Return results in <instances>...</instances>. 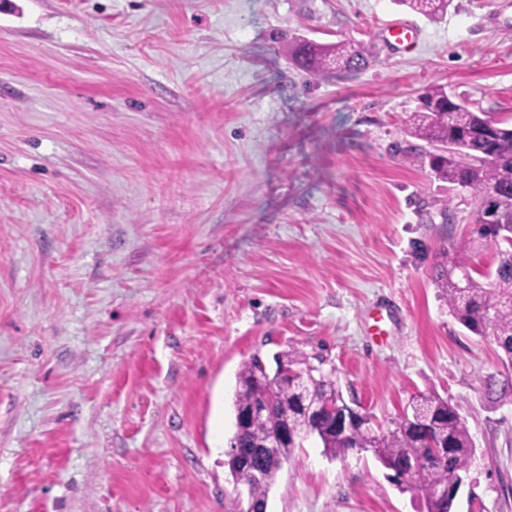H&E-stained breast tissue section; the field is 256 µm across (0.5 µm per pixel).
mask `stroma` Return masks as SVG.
Here are the masks:
<instances>
[{
	"label": "stroma",
	"instance_id": "stroma-1",
	"mask_svg": "<svg viewBox=\"0 0 512 512\" xmlns=\"http://www.w3.org/2000/svg\"><path fill=\"white\" fill-rule=\"evenodd\" d=\"M409 24L412 46L387 28ZM353 40L365 69L285 42ZM512 122V0H0V512H230L235 374L322 359L373 430L439 393L474 444L453 512H512L493 337L435 287L470 191L412 166L429 87ZM267 512H424L372 452L295 450ZM399 2L428 19L436 20L447 12L451 0H399ZM301 40L293 37L288 41L289 58L297 66L317 75L361 70L368 67L373 59L374 52L364 43L320 44ZM485 396L491 403L504 401L512 402V376H505L503 379H496L494 376L488 378L484 384Z\"/></svg>",
	"mask_w": 512,
	"mask_h": 512
}]
</instances>
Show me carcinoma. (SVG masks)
I'll use <instances>...</instances> for the list:
<instances>
[{"instance_id":"obj_1","label":"carcinoma","mask_w":512,"mask_h":512,"mask_svg":"<svg viewBox=\"0 0 512 512\" xmlns=\"http://www.w3.org/2000/svg\"><path fill=\"white\" fill-rule=\"evenodd\" d=\"M411 10L431 19L442 17L451 0H399ZM291 61L314 74L350 72L364 69L373 59L364 43L320 44L292 38L286 44ZM408 133L434 148L427 154L429 167L440 179L469 189L480 201L495 194L494 216L479 224L477 239L491 240L498 246L495 270L481 274V283L455 249L445 251L436 265L433 282L448 301L458 322L475 336L494 337L502 349L504 365L512 366V125L485 112L452 103L442 87L427 89L420 110L414 113ZM276 368L299 369L301 373L283 380L280 372L269 373L256 356L243 361L236 374L234 397L235 433L230 446L239 448L260 471L250 481L246 502L234 500L232 512H244L248 503L266 506L282 462L290 460L304 440L313 437L329 458L345 456L355 449L373 452L392 479L401 487L419 490L426 512H452L451 499L439 497L436 490L460 484L468 470L473 443L465 419L450 401L436 393L416 398L409 425L375 432L368 416L346 431L333 430L326 416H315L308 404L332 400L346 403L337 380L311 367L301 352L291 347L277 354ZM491 403L512 402V376L490 377L484 384ZM261 411L243 420L245 411ZM286 426L294 441L269 450L261 444ZM420 461L416 474L401 477L409 459Z\"/></svg>"}]
</instances>
